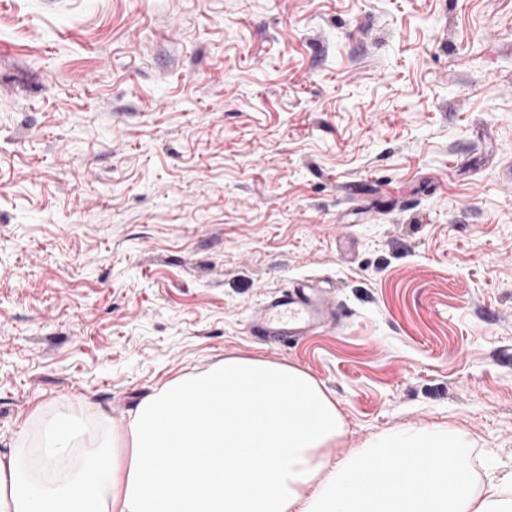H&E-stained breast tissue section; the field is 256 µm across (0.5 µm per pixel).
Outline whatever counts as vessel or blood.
I'll return each instance as SVG.
<instances>
[{"label":"vessel or blood","mask_w":512,"mask_h":512,"mask_svg":"<svg viewBox=\"0 0 512 512\" xmlns=\"http://www.w3.org/2000/svg\"><path fill=\"white\" fill-rule=\"evenodd\" d=\"M345 320L331 292L317 280L305 278L255 304L248 326L250 334L264 342H300Z\"/></svg>","instance_id":"vessel-or-blood-1"}]
</instances>
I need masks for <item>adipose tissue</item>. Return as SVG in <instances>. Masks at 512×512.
Wrapping results in <instances>:
<instances>
[{
  "label": "adipose tissue",
  "mask_w": 512,
  "mask_h": 512,
  "mask_svg": "<svg viewBox=\"0 0 512 512\" xmlns=\"http://www.w3.org/2000/svg\"><path fill=\"white\" fill-rule=\"evenodd\" d=\"M343 433L304 370L228 358L145 396L120 431L43 418L37 453L0 456V512H512V474L480 484L449 458L457 430L378 436L334 466Z\"/></svg>",
  "instance_id": "ef3b65f1"
}]
</instances>
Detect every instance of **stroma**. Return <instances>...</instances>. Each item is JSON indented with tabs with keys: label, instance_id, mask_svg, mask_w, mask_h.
<instances>
[{
	"label": "stroma",
	"instance_id": "obj_1",
	"mask_svg": "<svg viewBox=\"0 0 512 512\" xmlns=\"http://www.w3.org/2000/svg\"><path fill=\"white\" fill-rule=\"evenodd\" d=\"M304 276L346 322L252 337ZM228 357L331 392V463L512 472V0H0V453Z\"/></svg>",
	"mask_w": 512,
	"mask_h": 512
}]
</instances>
